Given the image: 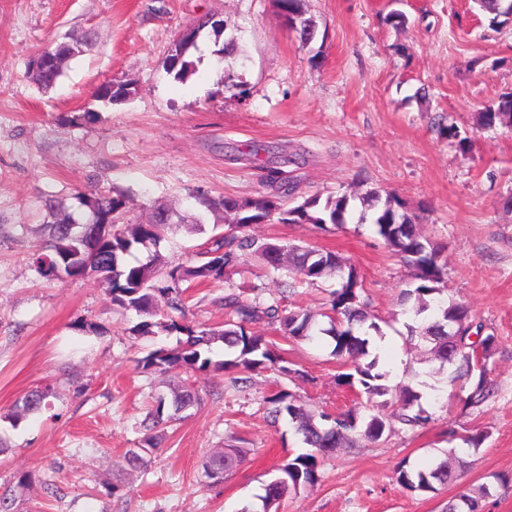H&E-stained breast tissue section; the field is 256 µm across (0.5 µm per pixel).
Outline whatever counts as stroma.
I'll list each match as a JSON object with an SVG mask.
<instances>
[{
  "label": "stroma",
  "instance_id": "stroma-1",
  "mask_svg": "<svg viewBox=\"0 0 512 512\" xmlns=\"http://www.w3.org/2000/svg\"><path fill=\"white\" fill-rule=\"evenodd\" d=\"M319 35L301 45L273 0H0V486L18 471L33 483L18 512H242L257 503L272 468L303 445L287 421L271 423L259 402L283 389L307 410L372 412L358 389L339 382L346 368L330 341L293 342L263 322L268 337L299 374L267 368L246 387L231 375L196 374L198 405L165 427L163 449L145 473L121 470L142 445L140 423L153 394L185 372L147 373L149 351L176 347V335L135 336V313L114 310L97 280L42 278L30 262L40 238L43 201L74 204L79 193L118 189L128 196L124 221L146 220L155 207L198 211L212 197L269 194L266 155L257 145L295 154L300 195L397 194L421 217L423 233L443 246L449 296L467 303L499 346L489 376L499 393L481 413L459 397L432 406L431 421L387 440L333 449L323 479L288 497L280 512H442L448 499L495 485L484 512H512V126L483 125L485 106L512 93V20L491 22L476 0H305ZM404 13V25L389 22ZM209 15L222 35L204 31L178 81L166 70L184 29ZM92 33V45L69 60L57 85L43 90L28 73L37 52L65 37ZM237 51L221 55L226 37ZM131 84L125 101L103 105L92 93L105 82ZM428 99H421L420 90ZM455 125L458 137L438 132ZM260 239L333 250L360 271L383 332L371 352L392 383L428 370L424 345L406 342L400 292L410 269L392 257L371 222L331 232L311 224H256ZM170 227L160 253L183 260L213 236ZM283 275L251 264L230 282L188 288L186 318L224 323L220 299L244 286L276 293ZM56 392L48 408L19 426L5 416L39 385ZM455 428L459 437L449 440ZM489 434L476 450L462 441ZM246 456L217 485L203 464L216 448ZM456 448L466 462L456 483L413 494L396 481L400 463L421 467ZM56 495H48L45 483Z\"/></svg>",
  "mask_w": 512,
  "mask_h": 512
}]
</instances>
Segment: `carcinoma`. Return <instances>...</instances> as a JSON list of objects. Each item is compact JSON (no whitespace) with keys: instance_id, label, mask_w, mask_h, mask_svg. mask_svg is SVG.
Here are the masks:
<instances>
[{"instance_id":"obj_1","label":"carcinoma","mask_w":512,"mask_h":512,"mask_svg":"<svg viewBox=\"0 0 512 512\" xmlns=\"http://www.w3.org/2000/svg\"><path fill=\"white\" fill-rule=\"evenodd\" d=\"M476 2L496 18L512 15V0ZM275 8L278 16L293 22V30L302 44L307 45L316 38L317 28L307 17L304 0H275ZM193 47L195 41L185 43L179 59L167 66L168 72L179 81L194 68L193 61L187 59ZM62 72L60 65L32 78L41 88L50 90ZM497 120L512 123V95L492 101L482 114L487 126ZM267 182L273 193L255 198L195 196L198 208L221 218L228 231L214 235L208 250L181 262L170 261L157 251L144 262L123 261L136 245H159L167 225L161 220L116 223L126 208L121 191L80 193L75 208L60 200L47 199L44 202L47 221L41 227V242L35 245L31 260L39 275L48 280L95 277L106 286L112 305L137 313L140 321L130 328L131 334L181 336L175 348L153 350L144 356L139 361L144 371L165 373L179 368L189 374L231 373L273 367L286 376L298 373L284 365L271 341L250 330V324L260 320L288 340L313 341L322 335L331 338L333 355L352 366L351 372L340 376V382L351 387L359 384L367 399L378 400L380 410L364 415L355 409L313 414L290 392L280 390L263 398V409L273 420L288 419L309 447L308 451L277 464L276 475L265 486L262 512H279L287 496L297 495L321 481V457L330 449L342 443L355 448L378 442L389 436L397 423L407 431L425 426L431 420L427 406L437 399V388L429 393L423 382L392 386L389 371L378 368V360L371 357L369 347L372 335H381L380 327L364 298L363 280L354 266L339 267L336 253L331 250L256 238L249 233L250 225L275 219L283 224H313L329 232L347 223L354 210V200L364 210L372 211V224L390 254L412 269V280L400 293L402 314L408 318L407 335L431 345L430 353L440 363V373L448 364V356H453L454 370L448 372L444 384L453 391L466 393L464 405L474 413L481 412L497 396V386L488 377L487 364L497 350L499 338L493 332L483 333V325L475 322L465 303L448 298L444 288L443 248L420 233L418 216L409 213L398 196L388 194L383 198L379 191L370 189L357 196L342 193L323 200L314 195L297 201L294 180L271 166ZM250 261L268 270L288 272L276 296L269 300L256 296L250 300L246 298V290L234 288L222 299L223 326L206 328L186 321L183 284L226 281ZM336 273L340 281L329 292L321 311L314 313L287 306L298 281L312 284ZM219 343L229 358L215 361L211 354ZM54 395V387L48 384L32 390L15 404L17 410L5 419L16 428L28 415L48 405V399ZM199 400L198 390L189 382L152 396L151 408L143 420L146 431L143 446L125 452L124 466L135 472L145 470L146 456L162 444L160 427L177 419L179 413L197 405ZM245 454L242 448H224L210 454L206 469H218L227 476L240 465ZM465 465L466 461L451 448L445 459L424 468L408 469L406 464H401L396 470V481L410 492L436 493L438 487L456 481L458 470ZM31 483L30 472H18L12 485L0 489V512H17V499ZM490 496L491 487L482 485L448 500L444 512H479Z\"/></svg>"}]
</instances>
